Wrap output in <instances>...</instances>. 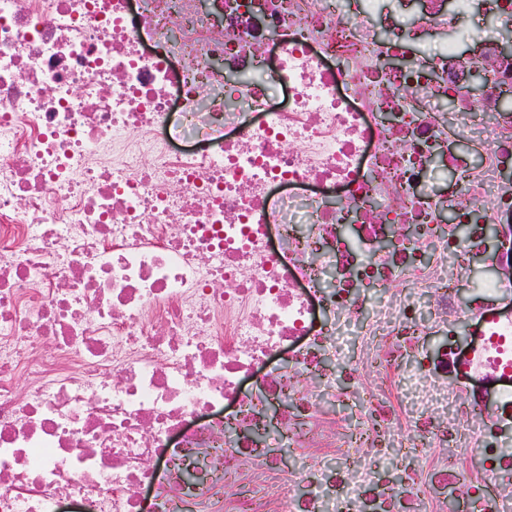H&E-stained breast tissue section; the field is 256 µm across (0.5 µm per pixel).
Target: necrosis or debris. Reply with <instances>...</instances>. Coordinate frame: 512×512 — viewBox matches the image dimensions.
<instances>
[{
  "label": "necrosis or debris",
  "instance_id": "4bbe7bcc",
  "mask_svg": "<svg viewBox=\"0 0 512 512\" xmlns=\"http://www.w3.org/2000/svg\"><path fill=\"white\" fill-rule=\"evenodd\" d=\"M477 2L0 0V512H512Z\"/></svg>",
  "mask_w": 512,
  "mask_h": 512
}]
</instances>
